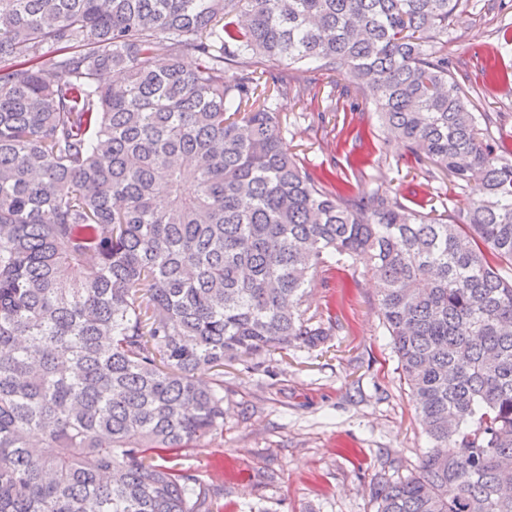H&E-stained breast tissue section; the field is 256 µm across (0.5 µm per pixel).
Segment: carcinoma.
Masks as SVG:
<instances>
[{
	"instance_id": "cac0c4a2",
	"label": "carcinoma",
	"mask_w": 512,
	"mask_h": 512,
	"mask_svg": "<svg viewBox=\"0 0 512 512\" xmlns=\"http://www.w3.org/2000/svg\"><path fill=\"white\" fill-rule=\"evenodd\" d=\"M461 2L0 0V512H211L178 457L224 430V362L332 336L331 255L431 442L378 512H512V146L448 69ZM304 61L480 195L327 190L277 108Z\"/></svg>"
}]
</instances>
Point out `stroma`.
Segmentation results:
<instances>
[{"mask_svg": "<svg viewBox=\"0 0 512 512\" xmlns=\"http://www.w3.org/2000/svg\"><path fill=\"white\" fill-rule=\"evenodd\" d=\"M451 71L478 92L488 134L512 143V0H463L448 28ZM278 108L291 155L327 188L377 190L404 204L454 210L463 194L411 161L345 76L303 65ZM333 322L327 346L224 366V433L184 451L214 512H377L379 478L417 473L429 448L363 260L320 268L305 302Z\"/></svg>", "mask_w": 512, "mask_h": 512, "instance_id": "stroma-1", "label": "stroma"}]
</instances>
